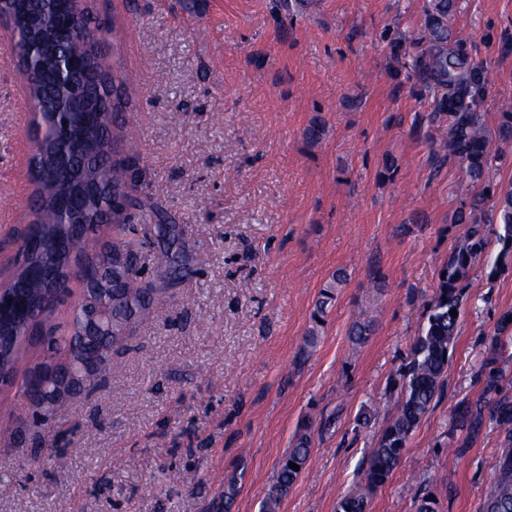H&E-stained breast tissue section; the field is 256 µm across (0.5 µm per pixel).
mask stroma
<instances>
[{
    "instance_id": "obj_1",
    "label": "stroma",
    "mask_w": 512,
    "mask_h": 512,
    "mask_svg": "<svg viewBox=\"0 0 512 512\" xmlns=\"http://www.w3.org/2000/svg\"><path fill=\"white\" fill-rule=\"evenodd\" d=\"M426 3L200 0L187 12L177 0H83L107 31L106 65L130 76L118 123L142 180L129 190L181 225L190 263L113 353L102 389L60 407L37 437L20 390L47 355L26 348L0 386V512H262L305 425L311 455L278 512H336L395 412L392 382L441 269L512 189L508 146L482 209L469 208L436 96L412 66ZM448 28L483 72L478 114L495 133L512 106V0H457ZM38 121L21 68L0 67V287L34 219ZM315 121L325 133L312 143ZM497 253L489 245L470 271L444 394L368 512H414L420 486L439 512H482L498 433L460 457L448 428L453 407L480 394L476 372L512 310V266L494 272ZM339 268L347 282L307 346ZM369 315L374 333L354 343L350 326ZM346 274L342 271H336L332 275L330 281L320 291V296L315 305V310L312 314L313 327L309 330V336L307 339V345L312 347L316 344L318 338V327H321V323L324 321L323 316L329 303L334 299L336 288L346 282Z\"/></svg>"
}]
</instances>
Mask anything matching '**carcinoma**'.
<instances>
[{"label":"carcinoma","mask_w":512,"mask_h":512,"mask_svg":"<svg viewBox=\"0 0 512 512\" xmlns=\"http://www.w3.org/2000/svg\"><path fill=\"white\" fill-rule=\"evenodd\" d=\"M454 7L455 0H428L424 32L415 43L414 67L433 87L442 90L437 106L440 112L448 114V125L444 128L448 156L458 159L466 182L475 186L484 179L497 151L492 149L476 112L480 71L462 69L461 55L455 50L448 51V14ZM5 13L17 29L11 52L23 66L40 122L36 132L38 153L34 157L39 188L28 202V206H36V219L23 238L24 263L11 284L12 299L0 314V377L7 382L15 374L21 345L29 339L32 319L36 316L38 321L34 325L41 332L38 343L52 356H65L61 365L84 378L85 392L91 394L103 386L110 372L112 350L124 346L129 336L116 339L105 328L96 336H83L81 332L88 318L96 316L105 322L115 319L132 330L147 320L163 295V288L157 282L178 277L187 264V255L180 248L182 230L145 199L127 196V218L137 219L155 241L147 244L139 238H118L87 254L88 243L100 227L99 221L112 208L117 184L125 181L130 161L137 156L135 145L123 141L119 134V126L112 116L115 111L112 86L106 80L109 73L121 85L127 78L118 69H105L99 54L105 30L91 26L86 18L82 19L79 35L70 47L78 59V68L71 80L63 82L58 78V27L63 16L58 14L53 0H7ZM67 130L75 134L73 145L84 160V178L89 182L83 195V210L73 224L64 223L56 213L57 197L79 189L72 160L60 155L61 137ZM489 224L496 226L497 260L507 265L512 262V191L499 196L494 219ZM145 244L149 245L146 254L142 252ZM488 245L484 225H471L441 270L437 290L428 305L426 324L415 342L411 360L394 383L399 388L396 411L382 429L375 447L367 452L360 479L338 501L336 512H366L371 495L394 473L411 435L442 397L448 351L458 338L459 312L469 274ZM80 256L83 267L75 272L77 276L105 265L114 281L123 282L129 275L136 280L142 274L143 263L148 261L156 280L141 288H122L115 298L108 294L95 298L92 303L78 302L68 332L57 336L50 325L55 306L44 305L54 289L40 281L39 272L50 264L56 272L66 275L71 260ZM345 282L346 274L338 271L321 289L312 314L308 346L316 344L325 310L336 289ZM452 309L458 316L450 315ZM373 330V321H359L352 326L350 335L354 342L361 343ZM511 330L512 312H506L498 319L491 337L493 352L512 342ZM496 363L497 359L492 357L480 364L477 381L482 383L481 396L475 401L462 400L456 404L449 420L448 438L455 442V452L464 455L483 429L493 425L502 437L501 454L498 476L485 489L483 512H512V399L504 395L512 380L506 378ZM29 394L37 395L32 406L33 424L50 426L54 420L50 406L63 403V393L51 381L31 376L24 388V395ZM310 452L311 438L304 431L279 462L263 512H278L281 500L300 476L289 463L305 468ZM413 502L415 512H438L437 498L424 488L415 492Z\"/></svg>","instance_id":"obj_1"}]
</instances>
